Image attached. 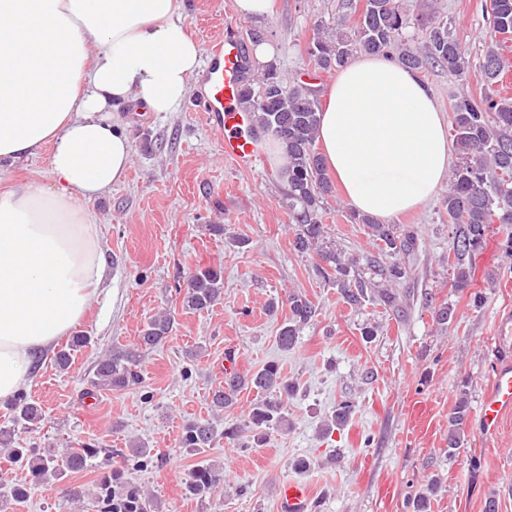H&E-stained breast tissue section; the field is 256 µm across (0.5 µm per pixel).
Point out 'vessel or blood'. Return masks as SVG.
Returning <instances> with one entry per match:
<instances>
[{
	"instance_id": "obj_1",
	"label": "vessel or blood",
	"mask_w": 512,
	"mask_h": 512,
	"mask_svg": "<svg viewBox=\"0 0 512 512\" xmlns=\"http://www.w3.org/2000/svg\"><path fill=\"white\" fill-rule=\"evenodd\" d=\"M246 65L244 45L232 29H225L213 45L200 89L192 107L203 113L210 128L224 146V158L238 169L252 170L260 156L261 144L252 132V115L239 102ZM494 369L489 391L483 396L476 416L482 435L494 436L503 417L512 413V314L497 320L492 338ZM310 492L306 485L291 481L281 491V502L288 512H306Z\"/></svg>"
}]
</instances>
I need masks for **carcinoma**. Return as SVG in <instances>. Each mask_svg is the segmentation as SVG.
<instances>
[{
	"instance_id": "obj_1",
	"label": "carcinoma",
	"mask_w": 512,
	"mask_h": 512,
	"mask_svg": "<svg viewBox=\"0 0 512 512\" xmlns=\"http://www.w3.org/2000/svg\"><path fill=\"white\" fill-rule=\"evenodd\" d=\"M345 17H356L350 31L335 29L328 38L313 42L308 48L315 68L335 71L345 65L356 52L392 53L405 67L421 72L430 66L448 69L458 76L470 66V54L465 45L453 38L448 21L439 19L426 31L420 48L402 43L403 31L409 18L401 12L396 0H365V8L357 11L356 0H343ZM488 13L492 32L481 68L487 79V89L479 100L462 98L451 105L449 135L460 156L448 184V224L454 244L448 251V268L452 269V287L459 291L471 282L472 258L479 251L489 227L497 224L505 234L506 258H512V98L502 95L496 85L508 73L509 63L501 50L512 40V0H489ZM242 97L252 112L254 130L262 137L284 147L285 164L282 174L288 184V216L296 230L293 249L299 254L314 252L323 264L318 274L332 287L343 302L361 307L376 300L398 314L407 315L403 298L391 289L409 274V261L417 248L414 231L398 224H382L375 218L351 212V222L363 224L377 242L380 252L391 257L390 263L376 270L390 287L381 288L360 275L354 262L324 247L325 227L322 204L335 191L325 163L316 148L318 112L321 103L318 89L310 82L285 83L277 67L265 65L262 77L254 78L247 68ZM181 306L186 311H202L214 306L224 294V271L220 265L197 268L187 279ZM426 300L436 323L444 328L453 321L454 308L448 303ZM289 315L277 336L281 350H292L300 332L315 319V303L302 294L288 296ZM171 314L161 312L149 320L137 342L112 351L96 364L93 390H130L142 383L143 354L163 344L172 332ZM89 344V337L74 335L67 345L56 352L55 363L66 367L72 353ZM257 393L248 421L242 426L224 428V438L235 441L247 431L253 443L265 442L273 432L287 422L284 399L293 395L298 384L282 374L279 365L268 363L254 372L233 373L224 377V384L213 390L211 407L216 411L232 407L244 390ZM10 427L0 433L29 432L42 419L37 403L27 392L17 394L8 407ZM353 413V404L343 401L336 406L327 429H342ZM471 414L468 383L462 384L453 412L448 417V452L464 445ZM217 437L216 426L209 421L187 424L180 438V447L187 452L211 446ZM7 459L20 463L29 472V482H11L0 493V512L23 503L31 487L63 479L67 474L93 469L98 472L95 487L97 512H158L155 499L128 478L131 470L143 471L153 465L148 448H132L123 456L122 464L112 461V451L84 445L65 448L62 453H40L35 448H11ZM224 481L222 469L213 464L193 469L183 482L185 494L203 496L213 493ZM438 481H429L426 488L415 494L413 512H428Z\"/></svg>"
}]
</instances>
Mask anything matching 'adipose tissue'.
<instances>
[{"mask_svg":"<svg viewBox=\"0 0 512 512\" xmlns=\"http://www.w3.org/2000/svg\"><path fill=\"white\" fill-rule=\"evenodd\" d=\"M181 0H0V400L86 317L107 262L88 205L131 165L113 113L171 112L201 67ZM318 142L354 211L389 221L447 176L448 126L431 88L395 58L360 52L337 71ZM50 152L52 186L16 180Z\"/></svg>","mask_w":512,"mask_h":512,"instance_id":"ef3b65f1","label":"adipose tissue"}]
</instances>
